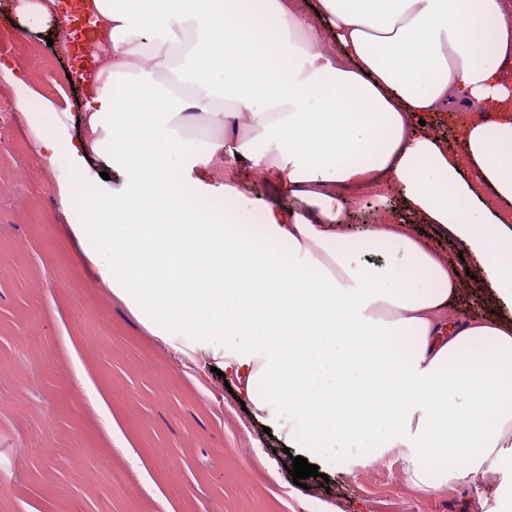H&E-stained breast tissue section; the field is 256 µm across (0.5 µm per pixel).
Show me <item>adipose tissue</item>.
I'll use <instances>...</instances> for the list:
<instances>
[{
    "label": "adipose tissue",
    "mask_w": 512,
    "mask_h": 512,
    "mask_svg": "<svg viewBox=\"0 0 512 512\" xmlns=\"http://www.w3.org/2000/svg\"><path fill=\"white\" fill-rule=\"evenodd\" d=\"M82 6L111 53L84 78L78 123L10 67L0 80L43 165L69 168L53 195L101 281L155 336L218 347L288 446L398 451L426 494L480 472L512 508V0ZM442 112L461 150L415 122ZM201 113L227 133L251 116L264 148L216 140L187 157ZM226 153L270 194L229 166L203 192ZM99 162L128 167L131 189L108 190ZM368 192L381 210L353 229ZM407 212L473 257L498 316L449 318L467 272Z\"/></svg>",
    "instance_id": "ef3b65f1"
}]
</instances>
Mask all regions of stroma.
Listing matches in <instances>:
<instances>
[{"mask_svg":"<svg viewBox=\"0 0 512 512\" xmlns=\"http://www.w3.org/2000/svg\"><path fill=\"white\" fill-rule=\"evenodd\" d=\"M0 0V57L61 111L85 109L53 22ZM0 512H498L497 483L410 488L398 452L329 449L297 486L285 451L228 392L221 356L152 333L100 280L57 209L66 169L45 168L0 83Z\"/></svg>","mask_w":512,"mask_h":512,"instance_id":"stroma-1","label":"stroma"}]
</instances>
